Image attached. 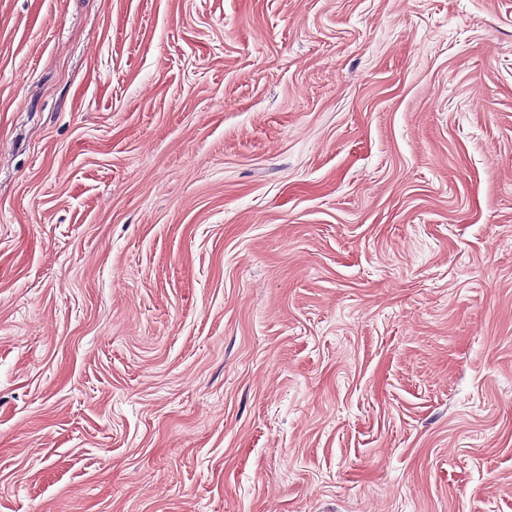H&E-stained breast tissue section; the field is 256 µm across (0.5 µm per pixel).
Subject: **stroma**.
<instances>
[{"mask_svg": "<svg viewBox=\"0 0 512 512\" xmlns=\"http://www.w3.org/2000/svg\"><path fill=\"white\" fill-rule=\"evenodd\" d=\"M0 512H512V0H0Z\"/></svg>", "mask_w": 512, "mask_h": 512, "instance_id": "35a3bbf8", "label": "stroma"}]
</instances>
